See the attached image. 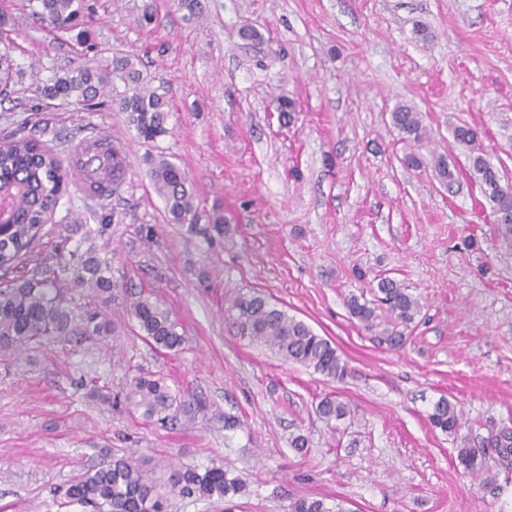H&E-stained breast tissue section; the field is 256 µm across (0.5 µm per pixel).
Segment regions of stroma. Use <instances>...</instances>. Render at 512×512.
I'll return each mask as SVG.
<instances>
[{
    "label": "stroma",
    "mask_w": 512,
    "mask_h": 512,
    "mask_svg": "<svg viewBox=\"0 0 512 512\" xmlns=\"http://www.w3.org/2000/svg\"><path fill=\"white\" fill-rule=\"evenodd\" d=\"M88 44L0 0V53L18 74L0 96V138L34 134L68 158L102 135L123 147L124 185L87 197L76 178L57 227L114 220L104 236L113 335L69 336L20 357L0 355V512H83L59 490L113 451L138 449L158 475L223 467L247 476L233 512H288L322 498L346 512H512V460L486 459L472 478L458 448L512 431V250L469 175L456 126L480 132L512 186V0H90ZM151 24H141L143 12ZM423 23L428 40L418 39ZM249 27L256 41L242 39ZM115 55L131 57L169 101L167 131L146 144L122 113L37 101L35 79ZM301 110L280 124L278 96ZM414 107L438 153L459 172L448 187L390 114ZM183 168L228 233L211 243L169 223L146 176L147 155ZM399 281L419 312L402 349L352 319L349 296L373 299L378 276ZM258 291L335 345L349 375L331 381L241 335L230 299ZM158 299L182 350L139 334L126 296ZM197 396L187 423L144 422L119 404L138 372ZM327 395L344 419L316 412ZM463 414L452 437L431 426L435 402ZM241 425L225 430V415ZM304 436L307 446L292 441ZM317 413L326 421L340 420L350 414V408L348 404L338 400L336 397L326 396L318 403Z\"/></svg>",
    "instance_id": "stroma-1"
}]
</instances>
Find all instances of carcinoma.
I'll return each instance as SVG.
<instances>
[{
    "label": "carcinoma",
    "instance_id": "carcinoma-1",
    "mask_svg": "<svg viewBox=\"0 0 512 512\" xmlns=\"http://www.w3.org/2000/svg\"><path fill=\"white\" fill-rule=\"evenodd\" d=\"M33 13L51 27L71 31L90 21L87 0H29ZM16 72L8 54H0V88L13 83ZM125 90L117 91L115 80ZM112 87V103L126 114L127 124L145 142L166 133L168 102L149 88L139 69L128 56H116L103 64L66 70L45 82L36 84L35 92L42 101L75 103L89 112L97 107V99ZM393 127L401 138L419 148H426L430 136L419 112L399 105L391 112ZM453 137L469 150V172L477 175L482 195L491 205L495 223L504 241L512 248V188L500 183L498 172L486 158L479 132L459 125ZM84 152L98 160L88 167L80 159L76 164L89 197H104L119 191L125 169L121 150L109 139L99 137L84 147ZM441 182L450 187L457 182L459 171L450 168L442 156L434 159ZM146 176L163 200L169 221L186 228L190 234L208 239L224 237V214L200 208L197 194L188 176L164 155L151 156ZM66 169L54 150L34 136H8L0 139V204L10 210V223L0 224V271L8 274L29 257L42 237L54 233L47 227L65 191ZM61 241L51 256L49 277L0 280V354H15L45 341L69 336L80 331L84 336H110L114 332L106 308L117 297L118 285L112 280L110 260L100 256L94 246L81 250L82 242H73L72 234L59 235ZM377 301L385 305L392 319L384 322L376 314L372 300L356 295L346 300L350 316L365 330L390 349L406 343V331L418 313V302L408 289L390 277L377 283ZM129 312L136 320L142 336L155 347L177 351L184 344L178 323L158 300L132 296L127 299ZM227 312L241 333L251 341L266 346L286 361L298 363L328 379L341 381L348 365L330 340L316 334L305 322L274 304L263 294H239ZM126 400L149 423L190 421L204 408L199 399H188L171 388L161 377L138 375L131 379ZM318 415L326 421L340 420L350 414L348 404L334 396H326L317 405ZM430 424L450 436L458 434L462 416L456 405L446 399L437 401L428 416ZM489 445L504 458L512 457V433L490 437ZM482 448H460L458 463L472 476L483 475L485 462ZM245 488L244 479L229 476L221 467L198 473L183 467L170 471L167 479L129 454H112L99 467L75 478L64 490L68 504H78L86 512H166V495L177 491L203 500L235 495ZM289 512H345L337 504L327 506L321 499L295 498Z\"/></svg>",
    "mask_w": 512,
    "mask_h": 512
}]
</instances>
